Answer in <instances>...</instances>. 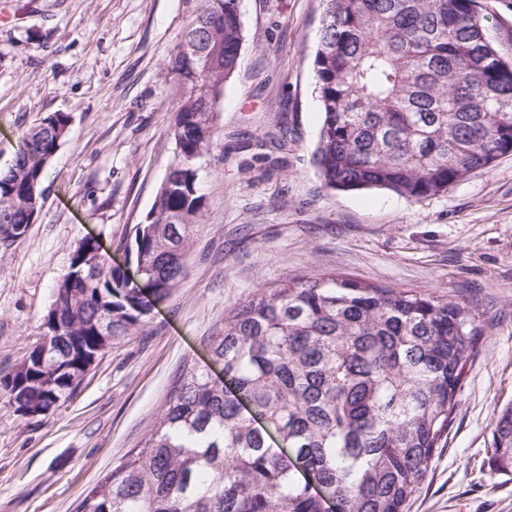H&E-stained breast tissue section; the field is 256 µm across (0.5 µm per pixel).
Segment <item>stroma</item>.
<instances>
[{
	"mask_svg": "<svg viewBox=\"0 0 512 512\" xmlns=\"http://www.w3.org/2000/svg\"><path fill=\"white\" fill-rule=\"evenodd\" d=\"M200 0H0V168L23 131L69 114L27 235L0 252V376L42 334L83 239L114 263L171 161L167 63ZM488 33L512 59V0H486ZM245 42L207 158L206 218L185 272L137 336L114 338L73 397L19 415L0 394V512H75L83 492L136 448L184 369L239 305L283 277L341 275L460 301L485 335L463 375L447 437L406 512H512L492 432L512 403V155L411 201L326 188L312 164L323 115L313 56L322 0H241ZM288 146H256L275 122Z\"/></svg>",
	"mask_w": 512,
	"mask_h": 512,
	"instance_id": "35a3bbf8",
	"label": "stroma"
}]
</instances>
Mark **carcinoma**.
I'll list each match as a JSON object with an SVG mask.
<instances>
[{"mask_svg": "<svg viewBox=\"0 0 512 512\" xmlns=\"http://www.w3.org/2000/svg\"><path fill=\"white\" fill-rule=\"evenodd\" d=\"M314 90L323 122L312 163L334 190L420 201L512 154V61L482 0H323ZM197 42L201 55L183 53ZM244 41L239 0H201L168 65L173 160L123 244L166 299L206 215L200 160ZM54 113L23 132L0 170V250L25 237L68 136ZM140 279L82 241L57 285L43 341L0 377L15 410L46 416L88 358L141 332ZM484 335L473 308L432 293L334 275L288 278L224 318L213 362L235 387L185 369L153 428L83 495L76 512H405L430 470ZM262 419L265 426L256 425ZM512 474V406L493 432Z\"/></svg>", "mask_w": 512, "mask_h": 512, "instance_id": "carcinoma-1", "label": "carcinoma"}]
</instances>
